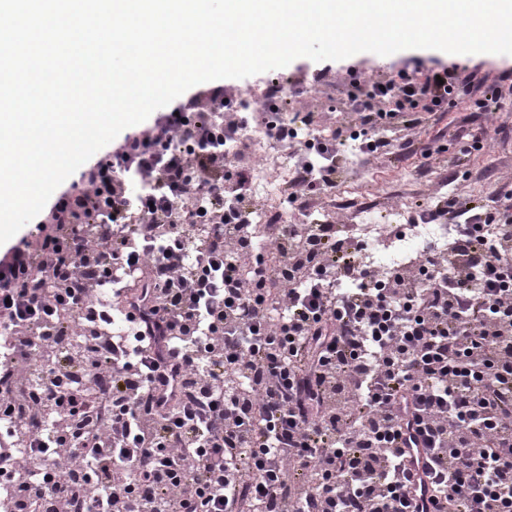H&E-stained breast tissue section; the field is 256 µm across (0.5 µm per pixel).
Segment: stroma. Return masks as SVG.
Returning <instances> with one entry per match:
<instances>
[{
    "mask_svg": "<svg viewBox=\"0 0 512 512\" xmlns=\"http://www.w3.org/2000/svg\"><path fill=\"white\" fill-rule=\"evenodd\" d=\"M459 61L477 70L472 101L437 113L416 129H388L394 139L388 154L353 156L350 145L340 146L336 156V190L323 193L326 219L351 224V210L337 204L338 188L353 187L374 202L378 220L396 210L416 216L418 206L439 196L457 195L491 212L512 206V96L493 104L490 111L477 109L485 81L503 70H512V55L471 54L452 58L438 50L409 49L389 56L360 53L340 61L315 62L298 58L288 66L265 72L266 80L288 82L292 111L317 115L326 133L349 126L348 93L353 79L397 78L400 72L421 77L426 70Z\"/></svg>",
    "mask_w": 512,
    "mask_h": 512,
    "instance_id": "1",
    "label": "stroma"
}]
</instances>
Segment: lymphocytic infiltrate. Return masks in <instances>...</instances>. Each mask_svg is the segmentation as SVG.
Listing matches in <instances>:
<instances>
[{
	"instance_id": "lymphocytic-infiltrate-1",
	"label": "lymphocytic infiltrate",
	"mask_w": 512,
	"mask_h": 512,
	"mask_svg": "<svg viewBox=\"0 0 512 512\" xmlns=\"http://www.w3.org/2000/svg\"><path fill=\"white\" fill-rule=\"evenodd\" d=\"M472 74L357 83L362 130L412 129ZM223 87L161 113L61 193L50 227L0 255V494L10 512H422L404 450L423 440L438 512H512V214L422 207L448 249L390 273L335 226L246 232L249 121ZM266 101L294 186L333 188V141ZM147 274L138 314L113 308ZM68 355H61L63 342Z\"/></svg>"
}]
</instances>
